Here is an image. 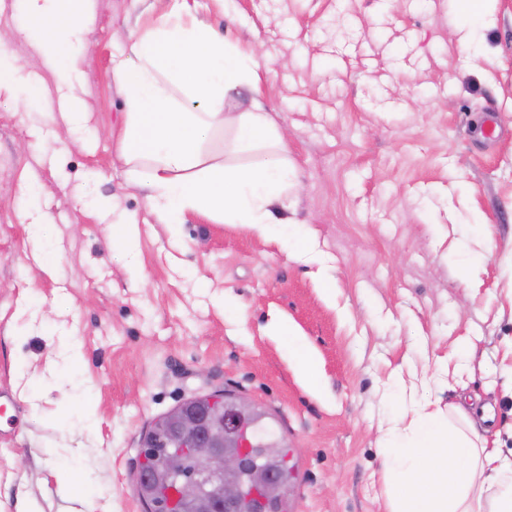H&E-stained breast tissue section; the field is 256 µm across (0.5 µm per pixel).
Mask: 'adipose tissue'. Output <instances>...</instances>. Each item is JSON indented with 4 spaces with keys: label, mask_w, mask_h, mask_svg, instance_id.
I'll return each mask as SVG.
<instances>
[{
    "label": "adipose tissue",
    "mask_w": 512,
    "mask_h": 512,
    "mask_svg": "<svg viewBox=\"0 0 512 512\" xmlns=\"http://www.w3.org/2000/svg\"><path fill=\"white\" fill-rule=\"evenodd\" d=\"M30 0L29 20L67 58L83 33V0ZM254 52L219 36L191 14L162 20L135 37L112 74L126 93L121 155L131 171L148 167V203L161 223L186 212L265 233L298 185L288 140L260 100ZM253 97L246 112L227 105ZM224 139L223 157L204 151ZM407 417L383 435L382 478L389 512H512V455L479 432L461 407H442L430 389L403 394Z\"/></svg>",
    "instance_id": "1"
}]
</instances>
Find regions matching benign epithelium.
I'll use <instances>...</instances> for the list:
<instances>
[{
  "label": "benign epithelium",
  "instance_id": "1",
  "mask_svg": "<svg viewBox=\"0 0 512 512\" xmlns=\"http://www.w3.org/2000/svg\"><path fill=\"white\" fill-rule=\"evenodd\" d=\"M192 402L157 419L140 439V457L161 459L135 477L136 486L153 489L147 512H271L288 494L277 477L288 458L275 442L255 458L257 408L227 393Z\"/></svg>",
  "mask_w": 512,
  "mask_h": 512
}]
</instances>
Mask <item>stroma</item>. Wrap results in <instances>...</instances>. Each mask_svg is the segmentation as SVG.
Masks as SVG:
<instances>
[{
	"label": "stroma",
	"mask_w": 512,
	"mask_h": 512,
	"mask_svg": "<svg viewBox=\"0 0 512 512\" xmlns=\"http://www.w3.org/2000/svg\"><path fill=\"white\" fill-rule=\"evenodd\" d=\"M185 2L254 49L288 134L300 187L270 234L192 213L171 231L119 155L112 61ZM87 4L64 66L27 0H0V512H145L140 437L196 394L265 411L294 468L288 512H387L396 378L512 423V0ZM281 318L316 385L267 335ZM288 355L301 378L310 385L316 382V360L313 354L301 347H288Z\"/></svg>",
	"instance_id": "1"
}]
</instances>
